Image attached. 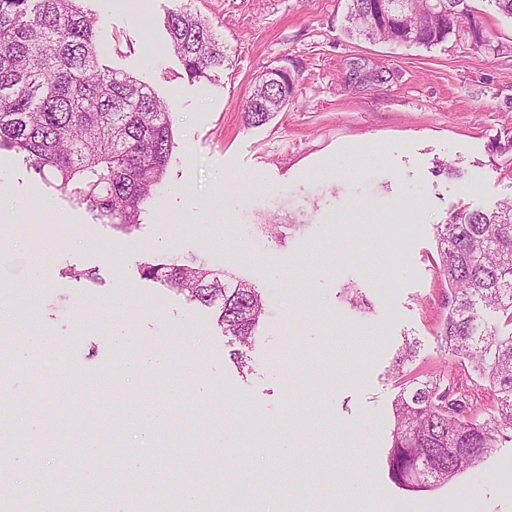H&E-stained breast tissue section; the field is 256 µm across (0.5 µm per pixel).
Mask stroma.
I'll list each match as a JSON object with an SVG mask.
<instances>
[{
    "label": "stroma",
    "instance_id": "1",
    "mask_svg": "<svg viewBox=\"0 0 512 512\" xmlns=\"http://www.w3.org/2000/svg\"><path fill=\"white\" fill-rule=\"evenodd\" d=\"M468 3L495 52L463 34L430 48L350 36L346 0H192L228 55L212 80L197 82L168 47L167 17L183 0H83L99 27L100 64L171 105L176 148L130 233L0 149V199L11 203L0 287L16 291L0 351L34 331L53 339L40 359L9 357L0 370V399L44 422L26 450L11 448L13 478L33 453L54 474L75 431L93 432L100 468L120 476L115 445L139 441L140 410L177 382L184 394L158 445L144 448L153 497L129 484L90 490L89 500L106 501L108 512H153L176 481L223 512H399L407 503L449 512L477 485L483 512H512L500 491L512 439L428 491L399 488L387 467L399 349L416 342L415 377L458 368L436 340L451 295L436 227L458 208L512 198V152L495 150L512 140V19L492 0ZM357 67L383 69V82L351 84ZM279 68L295 80L294 104L246 125L242 104L255 78ZM441 161L461 178L436 175ZM404 201L414 204L416 230L403 238ZM107 248L118 267L103 259ZM42 253L50 265L36 281L31 260ZM175 256L261 289L266 313L248 372L237 369L214 310L143 279V263ZM349 288L361 307L348 302ZM116 313L175 371L114 391L121 360L107 324ZM242 468L252 474L248 489L225 486Z\"/></svg>",
    "mask_w": 512,
    "mask_h": 512
}]
</instances>
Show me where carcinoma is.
Segmentation results:
<instances>
[{"mask_svg":"<svg viewBox=\"0 0 512 512\" xmlns=\"http://www.w3.org/2000/svg\"><path fill=\"white\" fill-rule=\"evenodd\" d=\"M82 0H0V148L25 154L91 211L126 232L162 184L175 148L173 111L137 78L100 66L97 21ZM348 29L369 40L432 47L457 31L477 49L496 51L467 0H347ZM169 48L192 81L224 67V35L185 6L167 19ZM295 100L291 75L258 77L243 118L260 126ZM440 271L451 289L440 348L465 368L459 374L410 381L394 402L388 453L390 478L408 491L445 484L471 467L500 436L512 432V332L485 325L497 313L512 325V203L492 210H456L437 225ZM144 278L214 307L224 336L238 343L237 363L264 313L251 283L224 278L196 259L146 263ZM408 342L393 365L404 372L416 357ZM498 404L479 419L478 387Z\"/></svg>","mask_w":512,"mask_h":512,"instance_id":"1","label":"carcinoma"}]
</instances>
